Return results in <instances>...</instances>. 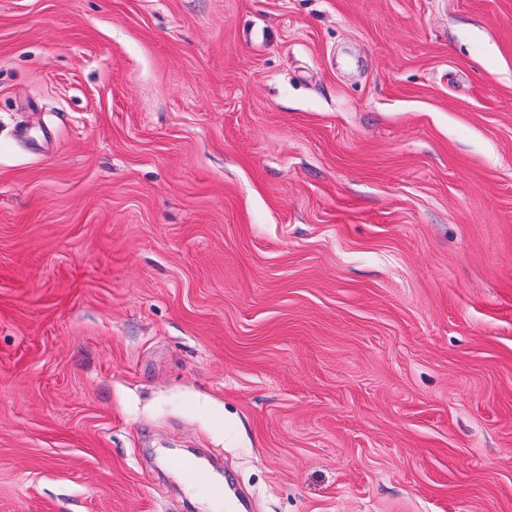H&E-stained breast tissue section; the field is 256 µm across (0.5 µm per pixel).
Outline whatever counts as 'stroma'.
Returning a JSON list of instances; mask_svg holds the SVG:
<instances>
[{"instance_id": "35a3bbf8", "label": "stroma", "mask_w": 512, "mask_h": 512, "mask_svg": "<svg viewBox=\"0 0 512 512\" xmlns=\"http://www.w3.org/2000/svg\"><path fill=\"white\" fill-rule=\"evenodd\" d=\"M512 512V0H0V512Z\"/></svg>"}]
</instances>
